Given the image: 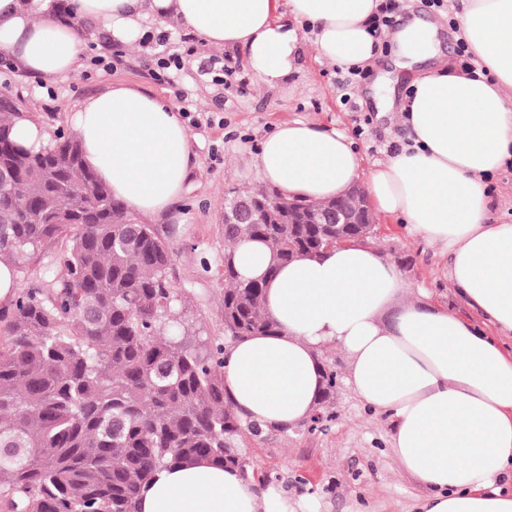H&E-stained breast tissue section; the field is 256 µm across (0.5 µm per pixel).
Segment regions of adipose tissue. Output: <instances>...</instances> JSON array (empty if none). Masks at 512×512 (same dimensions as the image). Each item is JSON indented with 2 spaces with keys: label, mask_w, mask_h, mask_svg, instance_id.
<instances>
[{
  "label": "adipose tissue",
  "mask_w": 512,
  "mask_h": 512,
  "mask_svg": "<svg viewBox=\"0 0 512 512\" xmlns=\"http://www.w3.org/2000/svg\"><path fill=\"white\" fill-rule=\"evenodd\" d=\"M381 0H68L75 17L105 24L133 43L145 17L172 22L208 47L238 46L263 85H282L309 28L329 65L374 67L369 33ZM459 37L490 73L471 79L438 63L403 104L411 143L363 169L337 129L293 120L260 140L249 165L289 200L323 202L364 180L377 209L422 232L447 254L448 279L486 320L479 328L448 310L410 300L396 266L358 241L273 267L269 247L239 242L243 279H265L264 308L275 335L224 351V397L264 428H289L314 413L324 389L320 348L350 357L348 380L373 412L390 419L391 450L423 489L420 512H512V222L488 223L489 181L512 163V0H462ZM410 61L433 57L432 34L414 22L393 37ZM82 46L49 0H0V50L45 76L74 72ZM71 124L85 165L115 198L143 217L168 212L192 167V144L177 109L125 83L89 97ZM399 310L390 323L382 316ZM139 512H288L281 495L212 462L160 470Z\"/></svg>",
  "instance_id": "1"
}]
</instances>
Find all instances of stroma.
I'll return each instance as SVG.
<instances>
[{
	"instance_id": "1",
	"label": "stroma",
	"mask_w": 512,
	"mask_h": 512,
	"mask_svg": "<svg viewBox=\"0 0 512 512\" xmlns=\"http://www.w3.org/2000/svg\"><path fill=\"white\" fill-rule=\"evenodd\" d=\"M404 7L442 26L441 50L458 62V41L448 22L449 4L404 0ZM143 38L122 49L110 68L97 58L111 59L112 35L100 23L83 24L76 71L44 78L24 72L0 51V90L8 91L17 109L43 125L49 136L71 135V115L84 99L119 82L131 83L169 99L181 112L191 135L195 166L181 199L155 225L170 244L169 278L177 292L175 312L184 325L216 344H230L224 334V206L229 191L261 187L256 170L244 159L261 136L276 123L299 120L344 131L362 157L363 168L384 160L391 146L408 144L400 113L378 114L371 80L351 90L343 101L336 88V69L318 59L309 33L284 85L269 88L250 79L245 89L224 86V61L245 66V52L206 47L185 27L146 19ZM180 56L181 70L173 83L155 78L159 58ZM369 245L398 267L411 298L458 314L476 326L483 317L470 308L448 280V259L417 231L384 214H376ZM67 238L42 248L15 271L18 288L46 289L60 269ZM323 363L337 373L336 390L326 407L331 420L325 431L307 423L283 429L243 432L236 440L250 463L255 481L274 486L288 512H418L422 489L404 474L390 451L391 425L386 416L366 408L347 382L349 357L330 344L320 351Z\"/></svg>"
}]
</instances>
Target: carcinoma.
<instances>
[{
    "label": "carcinoma",
    "mask_w": 512,
    "mask_h": 512,
    "mask_svg": "<svg viewBox=\"0 0 512 512\" xmlns=\"http://www.w3.org/2000/svg\"><path fill=\"white\" fill-rule=\"evenodd\" d=\"M16 106L0 95V261L17 267L71 235L44 291L21 290L0 309V499L10 512H137L163 468L199 459L248 464L235 441L254 422L224 400L222 345L201 350L172 310L171 249L85 167L75 136L37 153L11 137ZM256 205L253 224L224 225V329L235 341L275 334L264 283L239 277L233 250L266 242L276 266L346 241L341 224L275 188L232 191ZM300 219L288 223V215ZM319 403L336 387L323 368Z\"/></svg>",
    "instance_id": "cac0c4a2"
}]
</instances>
